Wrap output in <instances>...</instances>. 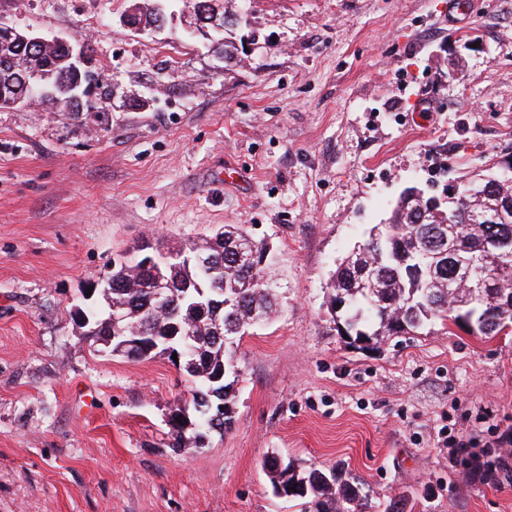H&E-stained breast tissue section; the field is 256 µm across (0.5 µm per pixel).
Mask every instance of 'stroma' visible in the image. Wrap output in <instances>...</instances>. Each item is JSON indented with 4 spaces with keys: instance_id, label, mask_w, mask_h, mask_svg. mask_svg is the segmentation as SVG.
<instances>
[{
    "instance_id": "obj_1",
    "label": "stroma",
    "mask_w": 512,
    "mask_h": 512,
    "mask_svg": "<svg viewBox=\"0 0 512 512\" xmlns=\"http://www.w3.org/2000/svg\"><path fill=\"white\" fill-rule=\"evenodd\" d=\"M134 0H0L89 44L100 112L0 107V512H301L264 462L359 475L367 512H512V477L445 460L450 431L512 425V326L434 322L358 347L329 278L415 187L512 157V0H224L223 41L123 16ZM227 224L263 240L279 312L242 336L234 425L170 445L191 378L86 340L85 283Z\"/></svg>"
}]
</instances>
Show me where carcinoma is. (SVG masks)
Instances as JSON below:
<instances>
[{
    "label": "carcinoma",
    "mask_w": 512,
    "mask_h": 512,
    "mask_svg": "<svg viewBox=\"0 0 512 512\" xmlns=\"http://www.w3.org/2000/svg\"><path fill=\"white\" fill-rule=\"evenodd\" d=\"M59 80L70 78L64 51L43 57ZM0 77L10 81L20 93H30L28 73L21 64ZM461 187L450 202L430 208L416 201L399 199L385 224L374 225L368 239L357 246L359 257L343 258L330 279L332 302L343 304L339 322L354 340L372 342L381 336H402L439 318L469 325L480 333L494 335L505 323H512V264L496 268L482 254L481 245L491 225L480 221L486 203ZM246 231L224 226V243L210 249V242L193 243L177 252L211 251L217 272L210 277L194 266L171 262L158 269L146 268L142 261L129 260L97 274L99 296L106 302L126 306L125 335L111 343L112 351L132 360L164 355L173 336L188 337L190 348L185 363L192 365L196 379L191 396L196 419L210 432L232 428L233 413L212 423L206 399L216 388L213 377L237 373L228 352L245 333V322L254 323L274 313L273 280L269 264L240 259ZM474 257L477 265L499 270L494 288H474L460 282L448 291V259L453 252ZM482 298L458 309L459 296L470 291ZM271 484L288 474V497L304 501L309 512H364L367 495L359 476L344 469L327 472L312 469L305 473L272 457L266 462Z\"/></svg>",
    "instance_id": "obj_1"
}]
</instances>
